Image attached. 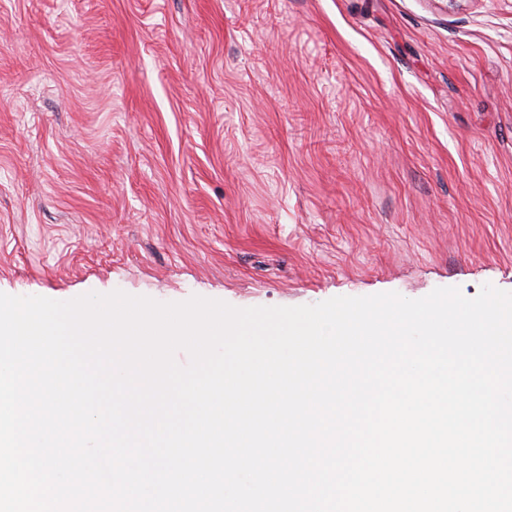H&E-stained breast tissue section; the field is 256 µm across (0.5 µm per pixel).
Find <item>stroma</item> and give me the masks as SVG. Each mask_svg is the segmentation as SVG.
I'll return each instance as SVG.
<instances>
[{"instance_id": "1", "label": "stroma", "mask_w": 512, "mask_h": 512, "mask_svg": "<svg viewBox=\"0 0 512 512\" xmlns=\"http://www.w3.org/2000/svg\"><path fill=\"white\" fill-rule=\"evenodd\" d=\"M512 291V0H0V292Z\"/></svg>"}]
</instances>
